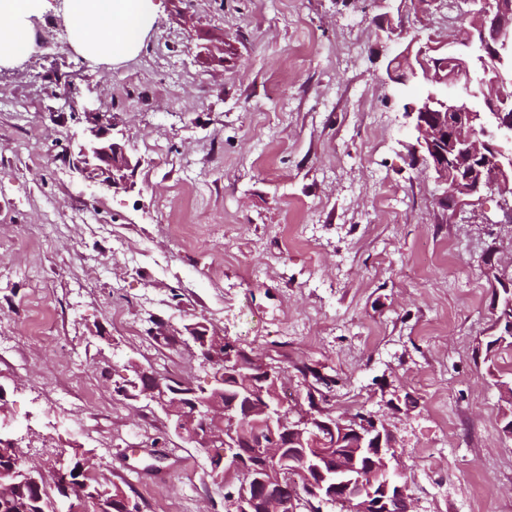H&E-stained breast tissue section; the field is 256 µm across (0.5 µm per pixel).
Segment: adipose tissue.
Masks as SVG:
<instances>
[{"mask_svg":"<svg viewBox=\"0 0 512 512\" xmlns=\"http://www.w3.org/2000/svg\"><path fill=\"white\" fill-rule=\"evenodd\" d=\"M45 0H0V65L29 54L28 19ZM71 42L86 60H120L136 52L143 32L159 12L158 0H64Z\"/></svg>","mask_w":512,"mask_h":512,"instance_id":"1","label":"adipose tissue"}]
</instances>
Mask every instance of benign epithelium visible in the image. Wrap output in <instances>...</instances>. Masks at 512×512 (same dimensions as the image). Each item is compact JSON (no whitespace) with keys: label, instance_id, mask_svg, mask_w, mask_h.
<instances>
[{"label":"benign epithelium","instance_id":"obj_1","mask_svg":"<svg viewBox=\"0 0 512 512\" xmlns=\"http://www.w3.org/2000/svg\"><path fill=\"white\" fill-rule=\"evenodd\" d=\"M474 8L466 12L468 27L448 39V45L408 43L386 67L390 81L422 85L420 94L405 102L414 143L413 161L424 160L440 183L451 182V194L439 198L441 207L457 212L496 192L501 206L512 211V150L504 137L512 134V100L491 94L482 112L457 110V96L448 93L469 87L471 69L465 49L474 45L485 59L499 61L500 51L512 43V0H467ZM91 138L78 145L76 164L90 178L102 180L108 188H134L128 171L134 168L123 144L108 137L103 115L88 113ZM188 326L179 336L162 339L192 343L203 363L210 366L213 397L200 398L184 406L167 400V388L175 380L160 378L133 364L143 397L169 418L177 434L201 449L220 448L226 470L227 507L230 512H255L264 502L268 512H294L296 505L312 497L321 506H341L345 512H392L395 501H406V486L393 472L396 446L386 420L372 414L329 416L319 403L320 387L329 384L324 374L304 379L305 401L295 403L273 391L283 377L265 359L243 357L239 348L221 333H206L202 340ZM238 386V399L253 407L261 417L262 430L251 442L250 454L264 466L246 473L236 482L234 472L242 470L238 443L224 434L213 419L215 399L223 393L224 378ZM296 472L286 483L267 474ZM62 512H85L87 497L80 483L65 481Z\"/></svg>","mask_w":512,"mask_h":512}]
</instances>
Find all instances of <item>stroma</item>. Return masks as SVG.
<instances>
[{
	"label": "stroma",
	"instance_id": "stroma-1",
	"mask_svg": "<svg viewBox=\"0 0 512 512\" xmlns=\"http://www.w3.org/2000/svg\"><path fill=\"white\" fill-rule=\"evenodd\" d=\"M136 56L83 60L56 7L0 68V428L25 467L77 448L140 512H226L205 452L145 400L129 363L207 385L202 321L284 371L334 380L329 407L385 418L411 512H512L492 272L512 273L495 194L442 209L411 164L396 43L373 0H160ZM467 4L405 10V40L445 41ZM79 92L80 108L66 103ZM105 114L136 160L134 189L72 164ZM410 396L408 412L391 398Z\"/></svg>",
	"mask_w": 512,
	"mask_h": 512
}]
</instances>
